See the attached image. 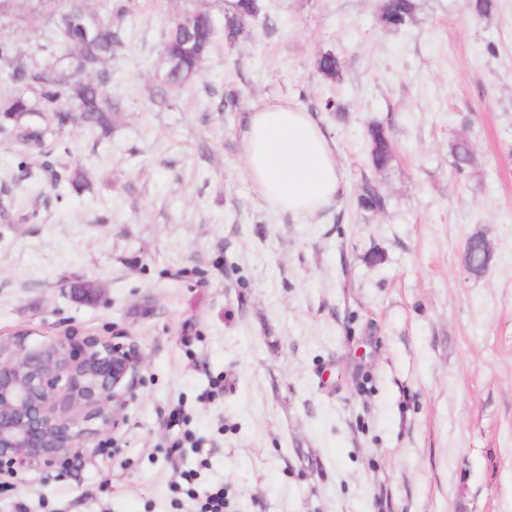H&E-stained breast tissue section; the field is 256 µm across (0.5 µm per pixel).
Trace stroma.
Masks as SVG:
<instances>
[{
    "mask_svg": "<svg viewBox=\"0 0 512 512\" xmlns=\"http://www.w3.org/2000/svg\"><path fill=\"white\" fill-rule=\"evenodd\" d=\"M259 3L161 108L185 0H134L110 135L73 125L37 158L0 139V345L94 336L144 362L120 427L11 477L0 512H199L218 486L226 512H512V0L485 19L417 0L398 30L380 0ZM325 51L338 83L314 68ZM228 88L238 104L217 111ZM270 103L310 112L335 150L344 190L311 217L246 176L243 133ZM372 123L395 150L382 173ZM366 180L383 211L359 209ZM477 233L479 277L462 264ZM179 430L197 448L172 451ZM449 153L457 170L463 171L475 164L471 143L464 137L452 140L448 145Z\"/></svg>",
    "mask_w": 512,
    "mask_h": 512,
    "instance_id": "35a3bbf8",
    "label": "stroma"
}]
</instances>
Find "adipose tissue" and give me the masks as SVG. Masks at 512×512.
I'll use <instances>...</instances> for the list:
<instances>
[{
  "label": "adipose tissue",
  "mask_w": 512,
  "mask_h": 512,
  "mask_svg": "<svg viewBox=\"0 0 512 512\" xmlns=\"http://www.w3.org/2000/svg\"><path fill=\"white\" fill-rule=\"evenodd\" d=\"M246 175L275 209L304 218L343 192L335 152L312 115L283 103L252 112L245 132Z\"/></svg>",
  "instance_id": "obj_1"
}]
</instances>
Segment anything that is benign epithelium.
Here are the masks:
<instances>
[{"label":"benign epithelium","instance_id":"1","mask_svg":"<svg viewBox=\"0 0 512 512\" xmlns=\"http://www.w3.org/2000/svg\"><path fill=\"white\" fill-rule=\"evenodd\" d=\"M69 347L0 352V461L48 467L88 436L119 426L142 361L93 338L82 340L79 361Z\"/></svg>","mask_w":512,"mask_h":512}]
</instances>
